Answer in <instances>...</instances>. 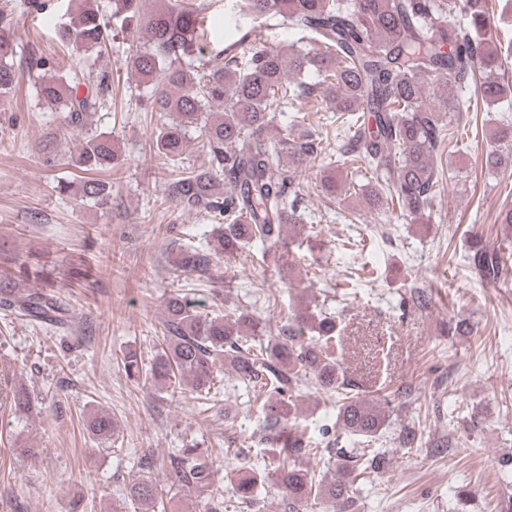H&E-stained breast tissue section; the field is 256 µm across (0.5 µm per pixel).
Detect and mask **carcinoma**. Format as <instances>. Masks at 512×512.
<instances>
[{"instance_id": "carcinoma-1", "label": "carcinoma", "mask_w": 512, "mask_h": 512, "mask_svg": "<svg viewBox=\"0 0 512 512\" xmlns=\"http://www.w3.org/2000/svg\"><path fill=\"white\" fill-rule=\"evenodd\" d=\"M200 5L166 0L156 9L153 0H111V17L135 43L123 60L138 78V96L165 120L155 128L154 151L167 162L182 158L190 132L198 133L209 160L184 168L169 180L167 195L188 210L200 211L213 223L210 249L182 245L175 270L211 275L216 261L242 253L260 243L285 265L282 250L300 238L303 166L322 152V138L312 132L294 134L284 128L272 138L277 115L319 95L336 112V138L342 142L337 162H361L369 174L359 185L323 176L326 194L344 200L359 197L368 212L391 207L424 223L440 192L444 171L439 161L454 147L447 114L464 111L456 90L474 87L475 99L489 105L506 89L494 78L498 50H492L486 0H226L230 20L281 16L288 28L313 40L310 48L286 53L267 48L258 28L214 52L200 42ZM60 39L82 58L98 57L112 46L108 20L95 0H81ZM14 40L0 29V112L6 111L16 86L26 74L35 88L36 103L58 111L68 127L81 132L88 117L112 100V74L89 72L83 81L52 75L50 58L31 55L24 70L15 68ZM320 80L309 83L307 74ZM492 139L512 145V122H499ZM122 153L110 132L87 134L71 163L82 172L119 167ZM512 164V154L489 150L484 165L497 170ZM84 202L105 204L111 186L95 178L79 185H58ZM473 269L489 281L508 271L498 251L479 247L470 253ZM0 309L20 317L53 323L65 309L54 296L16 281L0 279ZM257 323L250 314L233 317L204 315L173 296L161 323L163 346L150 367L137 352L123 354L129 377L145 376L161 389L187 385L197 399L218 401L212 390L214 369L227 367L251 389L249 405L262 415L261 440L278 441L283 453L277 479L288 496V508L311 500L344 498L360 468H373L378 453L339 445L334 438L324 448H310L292 420L303 412L312 386L335 398L336 425L361 442L375 440L390 415L360 396L359 385L346 374L331 351L336 318L304 301L277 336L255 339ZM14 411L26 413L28 390L6 393ZM94 439L112 440L114 423L107 413L88 418ZM333 462L332 480L321 482L301 465L307 457ZM173 483L194 492L196 512H220L216 470L212 459L197 447L180 448L170 456ZM265 474L242 476L235 490L240 503L255 499ZM157 488L149 480L133 483L128 496L142 512H156Z\"/></svg>"}]
</instances>
